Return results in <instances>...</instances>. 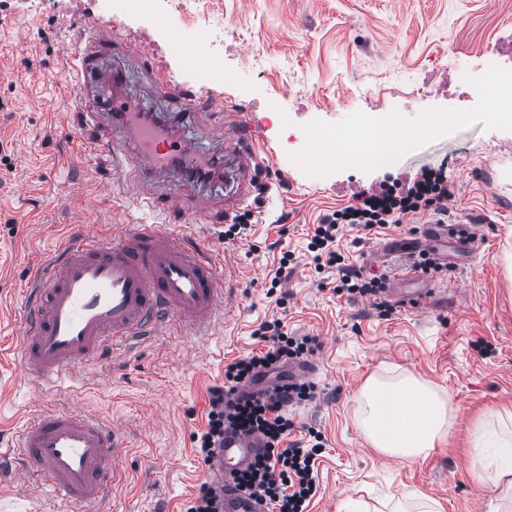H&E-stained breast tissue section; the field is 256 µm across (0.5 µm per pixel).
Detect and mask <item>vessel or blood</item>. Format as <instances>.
Returning <instances> with one entry per match:
<instances>
[{
  "instance_id": "b4317fda",
  "label": "vessel or blood",
  "mask_w": 512,
  "mask_h": 512,
  "mask_svg": "<svg viewBox=\"0 0 512 512\" xmlns=\"http://www.w3.org/2000/svg\"><path fill=\"white\" fill-rule=\"evenodd\" d=\"M85 51H72L71 66L82 94L98 106L90 121L110 134L136 141L118 169L153 204L156 175L171 169L198 180L196 147L166 123H142L138 102L112 95L120 80L97 61L111 44V23ZM153 82L176 111L195 110L199 99L162 76ZM224 161L234 169L237 191L229 206L252 195L258 154L253 133L236 115L224 118ZM220 261L187 236L155 224H120L101 235L82 233L60 240L50 258L30 277L26 306L12 355L34 380L60 383L97 365L104 354L132 347L173 327L208 328L226 302ZM259 435L230 432L213 461L221 474L244 467L262 448ZM126 448L122 425L79 408L40 411L16 433L9 450L19 466L17 487L42 481L66 504H97L109 498ZM223 512H263L260 503L224 484Z\"/></svg>"
}]
</instances>
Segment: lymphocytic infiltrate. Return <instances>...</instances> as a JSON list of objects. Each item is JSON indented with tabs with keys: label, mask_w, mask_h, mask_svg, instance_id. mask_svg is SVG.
<instances>
[{
	"label": "lymphocytic infiltrate",
	"mask_w": 512,
	"mask_h": 512,
	"mask_svg": "<svg viewBox=\"0 0 512 512\" xmlns=\"http://www.w3.org/2000/svg\"><path fill=\"white\" fill-rule=\"evenodd\" d=\"M454 197L444 172L421 169L412 186L389 188L378 194L361 193L353 205L337 211L332 218L315 225L310 247L316 263L336 266L342 273L337 292L376 294V281H366L353 272L338 249L345 225L365 230L384 229L403 223L413 215H448ZM254 335L263 342L260 351L250 353L226 366L224 383L209 391L207 429L199 437L204 464H211L224 430L234 427L260 433L265 440L261 455L237 478L240 491L257 497L266 512H307L316 494L314 463L323 443L320 438L292 440L294 422L285 413L293 402L312 398V384L282 385L257 396H239L242 384L252 381L262 370L279 361L297 358L312 351L314 338H295L284 330L281 319L261 323Z\"/></svg>",
	"instance_id": "f902f5d3"
}]
</instances>
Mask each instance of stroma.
<instances>
[{
  "mask_svg": "<svg viewBox=\"0 0 512 512\" xmlns=\"http://www.w3.org/2000/svg\"><path fill=\"white\" fill-rule=\"evenodd\" d=\"M53 2L0 0V351L20 325L30 270L84 227L105 233L143 219L198 237L223 262L232 308L204 338L182 331L146 340L82 382L41 389L0 358V441L44 408L79 407L126 424L123 473L110 500L78 512H185L201 486L216 482L195 441L206 427L209 390L223 384L226 365L257 348L254 330L278 317L289 335L317 340L315 397L288 409L296 437L312 429L324 441L309 512H353L356 503L389 512L412 492L439 512H487L500 492L476 491L470 433L486 411L512 410V279L504 262L512 253V126L481 90L492 73L485 60L512 39V0H158L166 23L128 15L107 63L122 73L128 96L151 112L167 110L149 84L152 70L163 71L196 95L223 99L225 111L255 125L257 148L269 150L272 168L238 235L228 232L237 213L219 207L233 190L229 177L162 193L150 207L115 172L110 147L80 159L83 142L98 132L78 108L59 49L87 43L104 13L99 0ZM214 20L224 23L223 43L204 37L197 49L223 65L218 82L183 67L165 39L166 28L204 31ZM48 71L57 83L43 81ZM435 112L463 118L424 133ZM387 118L398 125L386 144L388 167L357 154L323 168L308 162L307 126L353 137ZM222 119L203 106L179 123L218 171L224 149L210 133ZM425 167L444 168L455 191L448 220L470 223L478 245L470 252L440 243L432 297L420 309L394 305L384 317L373 302L387 293H336L340 273L316 267L309 234L361 191L410 182ZM200 194L218 204L206 218L193 209ZM429 222L417 216L377 233L348 226L339 248L364 277L389 278L410 260L384 253L385 244ZM400 373L434 385L453 414L445 438L412 463L381 455L356 416L369 378ZM56 510L48 490L0 481V512Z\"/></svg>",
  "mask_w": 512,
  "mask_h": 512,
  "instance_id": "35a3bbf8",
  "label": "stroma"
}]
</instances>
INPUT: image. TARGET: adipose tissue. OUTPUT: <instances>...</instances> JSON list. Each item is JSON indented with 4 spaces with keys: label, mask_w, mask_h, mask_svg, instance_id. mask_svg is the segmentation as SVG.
Returning a JSON list of instances; mask_svg holds the SVG:
<instances>
[{
    "label": "adipose tissue",
    "mask_w": 512,
    "mask_h": 512,
    "mask_svg": "<svg viewBox=\"0 0 512 512\" xmlns=\"http://www.w3.org/2000/svg\"><path fill=\"white\" fill-rule=\"evenodd\" d=\"M356 403L358 424L370 444L405 462L426 457L451 421V410L436 389L408 375L368 379ZM470 445L480 451L472 469L476 488L490 483L512 491V430L500 434L477 423Z\"/></svg>",
    "instance_id": "obj_1"
}]
</instances>
